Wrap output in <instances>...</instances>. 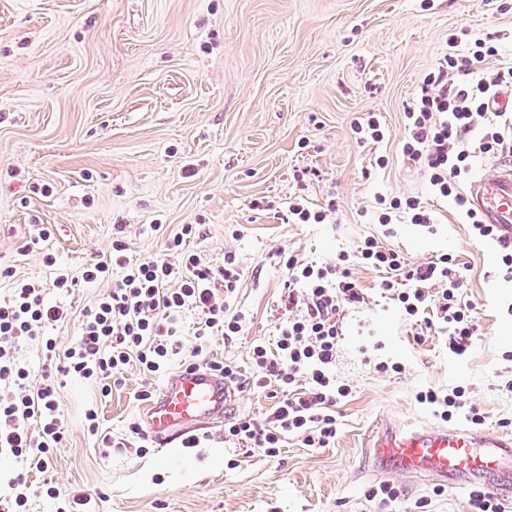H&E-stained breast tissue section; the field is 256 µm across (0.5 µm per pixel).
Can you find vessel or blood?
I'll list each match as a JSON object with an SVG mask.
<instances>
[{
    "label": "vessel or blood",
    "instance_id": "vessel-or-blood-1",
    "mask_svg": "<svg viewBox=\"0 0 512 512\" xmlns=\"http://www.w3.org/2000/svg\"><path fill=\"white\" fill-rule=\"evenodd\" d=\"M467 195L483 223L495 225L512 241V165H501L472 180ZM231 388L207 368L197 366L173 374L146 410V430L159 440L189 434L224 415ZM378 454L394 453L405 475L438 481L464 474L493 473L512 483V440L503 441L466 429H433L391 434L376 444Z\"/></svg>",
    "mask_w": 512,
    "mask_h": 512
}]
</instances>
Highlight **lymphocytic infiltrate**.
<instances>
[{"mask_svg":"<svg viewBox=\"0 0 512 512\" xmlns=\"http://www.w3.org/2000/svg\"><path fill=\"white\" fill-rule=\"evenodd\" d=\"M448 45V54L424 76L404 109L401 154L423 172L435 196L454 200L461 222L477 238L497 243L499 274L512 283V241L502 239L495 225L483 223L462 192L474 157H512V113L489 107L499 92L512 89V67L491 74L483 69V61L498 53L492 39L470 41L453 34ZM474 131L480 137L473 141ZM375 203L377 221L386 228L383 236L365 237L352 253L330 262L289 254L273 338L254 342L245 366L207 355L211 336L232 341L245 332L250 317L234 306L243 276L235 253L225 252L222 265L209 264L190 248L197 225L184 224L169 234L159 256L131 258L116 240L109 256L93 260L79 277L57 274L53 286L63 292L81 282L111 284L77 316L64 305L48 304L39 285L16 283L14 295L0 299V448L9 449L22 468L10 481V494L0 499V512H22L29 472L45 471L52 449L65 437L57 402L62 375L95 382L106 397L129 365L149 379L165 372L175 357L189 369L202 358L215 375L241 388L269 390L274 401L262 417L225 420V442L270 459L292 439L306 448L331 447L337 409L352 395L351 385L335 372L342 321L345 311L361 308L367 299L354 267L381 273L380 296L401 306L418 335L445 337L449 353L464 356L480 325L463 298L462 270L446 254L411 263L391 242L392 225L424 226L433 223L432 213L415 196L380 195ZM190 311L197 312L199 322L189 338L184 318ZM73 319L76 336L58 351L50 331ZM28 338L42 345L43 374L36 385L16 357L18 341ZM416 400L446 422L461 418L479 427L486 420L463 387L445 394L421 391ZM33 421L38 431L30 430ZM367 498L376 512H430L431 507L427 498L406 501L390 482L372 487Z\"/></svg>","mask_w":512,"mask_h":512,"instance_id":"lymphocytic-infiltrate-1","label":"lymphocytic infiltrate"}]
</instances>
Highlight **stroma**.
Instances as JSON below:
<instances>
[{
  "mask_svg": "<svg viewBox=\"0 0 512 512\" xmlns=\"http://www.w3.org/2000/svg\"><path fill=\"white\" fill-rule=\"evenodd\" d=\"M459 30L495 40L487 68L512 66V0H0V266L14 272L0 298L14 281H37L48 303L80 312L103 286L58 291L56 269L79 274L116 238L129 256L154 257L163 239L153 224H196L195 251L217 265L233 251L244 271L236 304L251 322L243 336L209 343L210 357L244 366L252 343L273 334L279 251L335 260L382 234L375 196L404 194L438 223L396 225L393 244L416 263L455 256L481 325L468 356L450 360L443 337L416 338L403 311L373 295L378 272L358 269L371 295L343 321L336 374L353 393L336 441L315 450L292 440L272 459L225 445L220 425L200 447L175 436L140 453L129 426L148 404L134 397L136 368L105 398L63 378L66 438L47 471L29 475L35 485L51 476L62 496L31 493L27 512H57L75 492L96 512H368L369 489L396 480L397 464L366 453L364 436L383 419L400 431L440 426L415 400L427 389H468L484 432L512 436L500 425L512 420V394L497 388L512 370L503 359L512 285L497 275L494 243L475 239L400 153L404 108ZM365 112L382 116V142L356 141L350 124ZM295 196L334 205V223H282ZM39 224L53 235L36 245ZM377 340L404 374L366 364L362 351ZM92 407L96 436L84 421ZM398 482L409 497L432 498L435 512L468 510L467 488L437 497L422 479Z\"/></svg>",
  "mask_w": 512,
  "mask_h": 512,
  "instance_id": "35a3bbf8",
  "label": "stroma"
}]
</instances>
